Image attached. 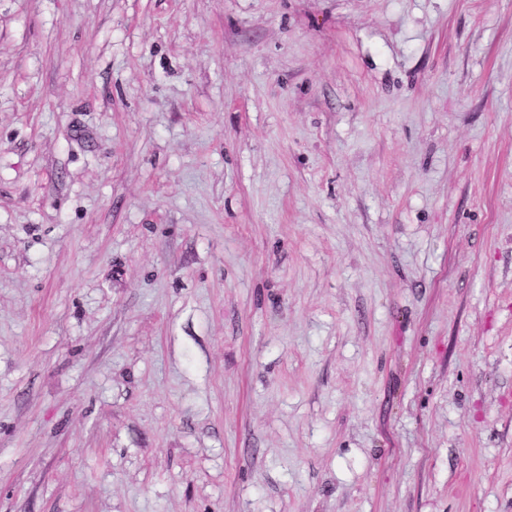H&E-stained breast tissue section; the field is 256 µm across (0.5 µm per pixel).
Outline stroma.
<instances>
[{"label":"stroma","mask_w":512,"mask_h":512,"mask_svg":"<svg viewBox=\"0 0 512 512\" xmlns=\"http://www.w3.org/2000/svg\"><path fill=\"white\" fill-rule=\"evenodd\" d=\"M0 512H512V0H0Z\"/></svg>","instance_id":"35a3bbf8"}]
</instances>
